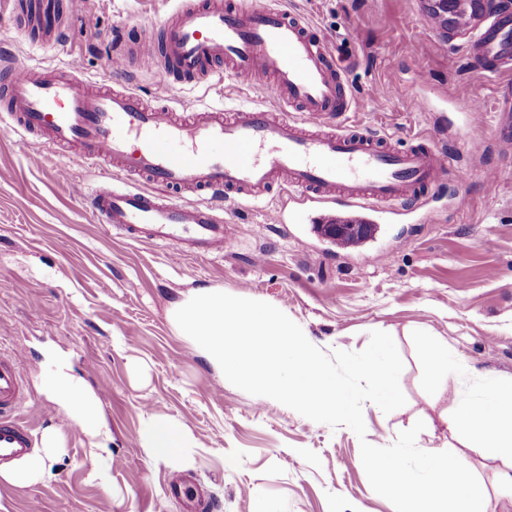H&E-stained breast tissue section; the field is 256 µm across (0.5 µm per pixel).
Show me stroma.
Here are the masks:
<instances>
[{"mask_svg":"<svg viewBox=\"0 0 512 512\" xmlns=\"http://www.w3.org/2000/svg\"><path fill=\"white\" fill-rule=\"evenodd\" d=\"M282 2L330 40L354 101L343 124L395 145L427 136L446 147L472 171L468 209L439 194L429 203L433 223L387 225L378 241L387 259L372 265L336 255L298 223L302 206L283 192L225 205L232 251L175 262L170 244L129 241L101 224L58 174L69 159L50 150L31 164L25 138L0 112V351L27 357L18 415L34 439L54 428L64 441L39 483L0 485L5 512H187L169 490L176 475L208 490L212 512H395L372 489L360 443L391 445L419 420L421 450L464 454L484 487L485 512H512V462L465 447L446 424L456 404L512 378V150L495 141L498 90L512 83V72L470 68L464 46L426 25L424 0ZM175 7L174 0H83L52 46L33 44L0 10V49L22 64L73 61L86 79L109 85L113 33L161 27ZM127 79L148 102L179 111L267 102L259 87L236 79L163 87L145 63ZM377 84L392 94L371 96ZM419 100L428 111H417ZM474 102L482 112L465 116ZM489 169L498 176L492 186L484 181ZM278 206L285 223H267L268 209ZM203 287L272 304L328 353L358 352L372 331L389 333L404 363L405 405L386 414L364 403L361 440L348 427L235 387L170 319L174 303ZM424 333L447 341L457 360L447 374L432 373ZM52 348L69 353L75 374L98 392L111 431L107 450L92 452L86 431L45 393L56 371ZM153 414L189 428L190 463H157L139 446L136 436Z\"/></svg>","mask_w":512,"mask_h":512,"instance_id":"1","label":"stroma"}]
</instances>
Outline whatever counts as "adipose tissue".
I'll return each instance as SVG.
<instances>
[{"label": "adipose tissue", "mask_w": 512, "mask_h": 512, "mask_svg": "<svg viewBox=\"0 0 512 512\" xmlns=\"http://www.w3.org/2000/svg\"><path fill=\"white\" fill-rule=\"evenodd\" d=\"M55 359L57 371L45 386L46 394L65 410L72 422L87 429L92 447L105 449L110 434L103 428L96 394L74 374L65 355L56 354ZM447 426L452 434L472 439L478 447L494 449L498 456L512 459V380L494 382L478 400L460 404L448 416ZM138 439L157 462L186 461L193 446L183 425L154 415L146 419ZM62 446L60 433L48 430L41 448L0 466V484L22 487L38 483Z\"/></svg>", "instance_id": "obj_1"}]
</instances>
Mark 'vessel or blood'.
<instances>
[{"instance_id":"obj_1","label":"vessel or blood","mask_w":512,"mask_h":512,"mask_svg":"<svg viewBox=\"0 0 512 512\" xmlns=\"http://www.w3.org/2000/svg\"><path fill=\"white\" fill-rule=\"evenodd\" d=\"M428 27L473 35L472 62L498 74L512 61V10L481 12L455 5L449 16L428 10ZM156 59L166 86H210L234 74L259 86L268 108L226 111L204 105L188 114L150 105L124 79L134 57ZM115 87L104 90L77 78L73 64H16L0 54V110L27 136L31 160L50 149L74 163L101 164L108 177L76 182L102 223L131 240L173 241L172 260L232 250L224 225L225 201L255 202L296 190L303 223L328 228L363 224L370 238H333L337 250L360 249L367 262H384L371 238L389 216L426 203L455 182L456 208H464L470 171L451 164L427 139L395 147L363 129L332 125L352 108L346 77L324 37L302 16L271 4L258 10L240 0H182L160 30L118 35L112 53ZM25 356L0 354V462L34 448L15 415L25 394Z\"/></svg>"}]
</instances>
